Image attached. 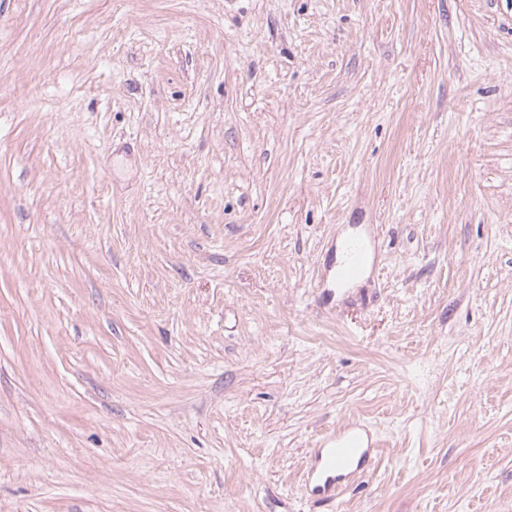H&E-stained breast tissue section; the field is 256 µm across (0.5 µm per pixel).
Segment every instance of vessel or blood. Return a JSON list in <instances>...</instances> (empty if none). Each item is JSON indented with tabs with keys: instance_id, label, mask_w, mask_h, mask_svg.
Here are the masks:
<instances>
[{
	"instance_id": "obj_1",
	"label": "vessel or blood",
	"mask_w": 512,
	"mask_h": 512,
	"mask_svg": "<svg viewBox=\"0 0 512 512\" xmlns=\"http://www.w3.org/2000/svg\"><path fill=\"white\" fill-rule=\"evenodd\" d=\"M366 261L367 254L364 249H356L349 260L340 263L339 279L351 281L359 278ZM371 451V442L365 440L362 431L354 427L322 438L315 454V463L309 473L314 491L336 487L342 477L359 468Z\"/></svg>"
}]
</instances>
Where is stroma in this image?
Listing matches in <instances>:
<instances>
[{
    "label": "stroma",
    "mask_w": 512,
    "mask_h": 512,
    "mask_svg": "<svg viewBox=\"0 0 512 512\" xmlns=\"http://www.w3.org/2000/svg\"><path fill=\"white\" fill-rule=\"evenodd\" d=\"M0 512H512V0H0ZM367 261V253L362 247H358L350 259L340 263L338 268V277L344 281H351L359 278L363 273V268ZM373 444L361 430L351 427L319 442L315 463L309 473L313 492L337 486L342 477L356 471L361 462L373 452Z\"/></svg>",
    "instance_id": "obj_1"
}]
</instances>
